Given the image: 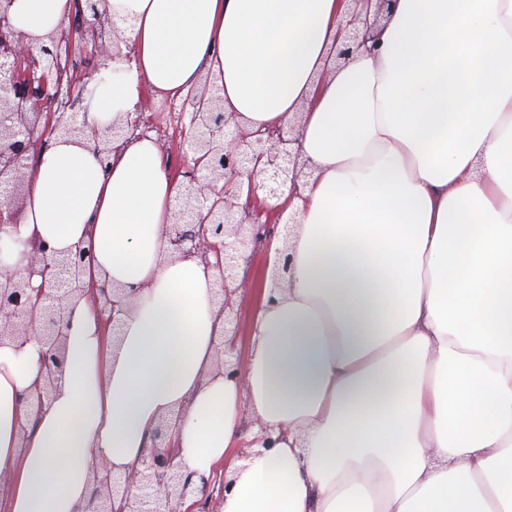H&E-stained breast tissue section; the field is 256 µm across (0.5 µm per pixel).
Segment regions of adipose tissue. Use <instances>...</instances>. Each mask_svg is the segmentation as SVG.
I'll return each mask as SVG.
<instances>
[{"label": "adipose tissue", "mask_w": 512, "mask_h": 512, "mask_svg": "<svg viewBox=\"0 0 512 512\" xmlns=\"http://www.w3.org/2000/svg\"><path fill=\"white\" fill-rule=\"evenodd\" d=\"M73 0H13L32 53ZM346 0H107L126 47L86 121H124L145 92L202 78L253 131L298 139L309 176L281 200L243 376L216 366L217 272L164 233L179 184L157 144L102 165L54 137L0 236L90 249L86 286L122 288L104 325L88 296L46 348L0 339V512H83L89 464L146 460L165 421L195 489L221 512H512V0H392L375 51L328 57ZM256 426L231 455L242 407ZM224 476L216 477L210 484L207 491L199 495L195 501V512H219L220 500L224 492L222 488Z\"/></svg>", "instance_id": "obj_1"}]
</instances>
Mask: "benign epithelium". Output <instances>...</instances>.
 <instances>
[{"label": "benign epithelium", "mask_w": 512, "mask_h": 512, "mask_svg": "<svg viewBox=\"0 0 512 512\" xmlns=\"http://www.w3.org/2000/svg\"><path fill=\"white\" fill-rule=\"evenodd\" d=\"M348 14L342 23L344 41L334 47L335 58L345 60L351 48L369 51L374 30L392 0H347ZM12 0H0V228L18 225L26 192V176L30 169L28 153L42 128L41 103L50 92L61 93L66 70L63 63L71 53L72 42L50 36V45L39 55L30 53L25 37L11 22L8 8ZM105 0H90L95 23L101 32V49L110 56L122 54L119 27L104 9ZM188 104V140L193 170L190 180L181 185L175 199L174 221L167 225L173 250L184 256L215 257L219 275L216 282L220 310L224 313V331H234L233 304L238 291L237 269L250 259L254 225L247 219L257 209L238 203L237 189L249 179L247 201H252L256 187L265 199L279 196L282 187L298 189L305 176L301 149L297 139L281 134L262 137L247 130L233 114L224 112L218 91L209 86L192 88L184 99ZM141 115L127 116L124 124L113 123L94 131L93 151L102 158L112 152V143L126 134V129L139 123ZM86 120H78L75 112H61L51 131L61 135L81 134ZM260 174L255 185L252 175ZM28 277L0 268V338L20 339L28 334L34 322L32 299L40 301L39 331L47 350L61 357L63 340L60 327L69 304L84 292L83 276L71 266L70 257L58 256L48 244L32 249L27 267ZM41 279L31 285L30 277ZM122 289L100 287V302L105 309L123 305ZM136 486L141 494L128 497ZM93 492L97 508L93 512H113L112 501L124 500L121 512H177L170 508L194 492L191 480L178 471L170 451L159 446L148 460L123 477L112 475L105 464L94 466Z\"/></svg>", "instance_id": "obj_1"}]
</instances>
